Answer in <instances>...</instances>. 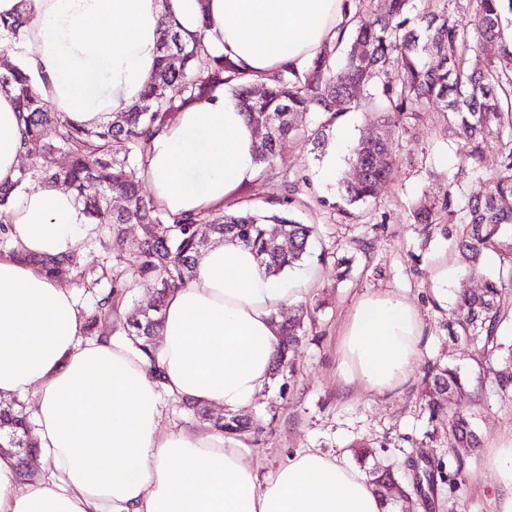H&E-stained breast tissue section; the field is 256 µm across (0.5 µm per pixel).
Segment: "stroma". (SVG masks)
I'll return each instance as SVG.
<instances>
[{
  "mask_svg": "<svg viewBox=\"0 0 512 512\" xmlns=\"http://www.w3.org/2000/svg\"><path fill=\"white\" fill-rule=\"evenodd\" d=\"M316 121L314 114L296 118L298 135L284 140L271 168L224 204L226 212L264 207L261 192L285 181L297 182L301 207L295 217L312 224L316 232L303 268L317 275L304 296L289 306L287 316L313 319L309 336L294 353L295 374L289 385L271 382L244 417L260 420L264 429L242 437L238 445L266 477L295 453L317 449L351 459L350 448L363 442L372 450L369 464H394L408 491L398 512H493L497 483L487 467L492 446L512 436V399L497 396L478 356L448 334V318L457 296L483 286L485 277L497 274L496 257L485 258L479 274H465L466 259L448 237L446 221L415 224L411 211L420 199H439L456 172V142L445 136L436 112L421 113L406 129H392L390 138L397 157L390 181L374 199L355 207L353 220L337 211L338 179L350 171L353 148L379 130L374 115L359 109L345 113L326 130L327 136L346 132L337 150L336 177L322 179L320 172L328 149H312L302 134ZM348 253L352 270L337 280L334 257ZM387 292L417 309L422 344L408 380L382 392L345 379L340 368L338 341L358 300ZM444 361L465 374L470 385L453 394L448 411L472 416L481 445L453 454L452 442L440 418L434 417L424 396L423 379L431 363ZM460 468L456 486L437 484L427 496L412 489L415 472L434 464Z\"/></svg>",
  "mask_w": 512,
  "mask_h": 512,
  "instance_id": "obj_1",
  "label": "stroma"
}]
</instances>
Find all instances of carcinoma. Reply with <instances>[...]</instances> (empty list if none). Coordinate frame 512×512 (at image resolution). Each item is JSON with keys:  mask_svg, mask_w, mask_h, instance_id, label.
<instances>
[{"mask_svg": "<svg viewBox=\"0 0 512 512\" xmlns=\"http://www.w3.org/2000/svg\"><path fill=\"white\" fill-rule=\"evenodd\" d=\"M355 13L340 29L337 44L351 34L345 63L336 62V49L325 47L300 66L284 67L255 79L243 72L229 56L210 54L201 43L188 44L173 20H166L159 43L155 70L144 83L138 100L127 112L96 128L73 124L53 112L32 87L30 78L13 61L0 58V92L17 101L21 124V148L35 154V161L20 170L17 181L0 185V207H8L16 188L38 181L67 184L83 203L91 223L104 229L101 242L108 264L99 279L108 283L89 311L84 332L110 336L123 299L138 280H152L157 292L147 315L134 313L128 336L136 349L146 354L156 379H161L155 360L156 336L160 335L167 296L195 274L208 244L198 236L199 224L210 229V240L230 237L255 251L261 265L274 276L301 262L309 254L314 227L296 221L291 213L301 206L296 186L288 193L262 198L269 213L249 210L239 213L208 212L171 217L152 198L142 194L130 177L146 157L153 134L172 113L208 99L218 88L236 96L251 125L269 124L272 133L260 142L257 165H271L281 140L297 131L295 116L313 112L320 122L305 135L315 146L325 141L326 127L343 113L362 108L378 115L382 131L353 149L352 168L363 176L341 181V198L352 206L374 197L377 186L389 179L395 155L388 139L392 127L405 128L420 113L434 109L455 138L459 149L458 172L448 193L437 202L424 201L412 211L416 224H433L448 217L451 233L466 255L468 275L482 266L489 252L499 256L502 269L486 279L476 293L460 295L448 322V333L476 346L487 375L502 397H512V348L505 351L499 329L508 313L500 299L512 288V39L504 37L505 14H512V0H438L436 10L413 15L414 0H354ZM28 23L20 10L11 18L0 17V30L16 32ZM497 52L481 68L469 64V56L484 44ZM261 83L262 98L252 96ZM176 93H170L171 88ZM495 144L499 168L487 179L484 192L460 207L455 186L461 175L480 171L484 150ZM62 153L67 164L53 165L51 157ZM122 205L112 206L113 198ZM279 230L285 247L276 246L268 224ZM138 224L142 236L129 255L122 250L124 225ZM55 277L68 269L84 277L80 257H43L36 260ZM280 346L272 363L271 377L291 375L290 352L302 342L306 331L298 319L278 324ZM466 377L458 368L437 364L425 380L428 406L433 414L444 413L447 398L465 388ZM224 434L238 437L252 424L234 415L214 422ZM448 434L461 448L478 447V437L469 417H448ZM35 447L26 417L11 405L0 407V448L18 456ZM371 484L388 505L395 501L384 492L396 476L393 466L369 471Z\"/></svg>", "mask_w": 512, "mask_h": 512, "instance_id": "cac0c4a2", "label": "carcinoma"}]
</instances>
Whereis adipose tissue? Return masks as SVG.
I'll return each mask as SVG.
<instances>
[{
    "label": "adipose tissue",
    "mask_w": 512,
    "mask_h": 512,
    "mask_svg": "<svg viewBox=\"0 0 512 512\" xmlns=\"http://www.w3.org/2000/svg\"><path fill=\"white\" fill-rule=\"evenodd\" d=\"M186 40L230 55L259 77L300 64L335 42L348 0H170ZM28 24L0 35L42 99L64 119L96 127L138 99L159 56L161 0H0V16ZM20 122L0 93V185L19 175ZM257 140L238 100L216 91L152 138L146 178L170 216L221 209L252 181ZM0 223L15 251L0 252V398L33 396L40 477L18 480L0 451V512H384L353 466L317 450L266 479L209 425L162 429V397L251 405L271 380L277 314L299 300L315 270L269 275L247 247L207 250L195 276L166 300L155 360L117 337H87L73 288L32 264L81 252L95 232L76 194L32 181ZM413 305L387 293L359 300L340 339L351 379L384 391L405 382L419 354ZM158 363L161 380L149 368ZM488 465L512 512V438Z\"/></svg>",
    "instance_id": "ef3b65f1"
}]
</instances>
